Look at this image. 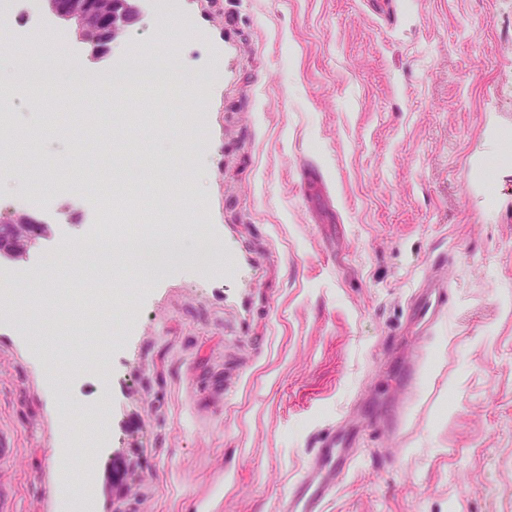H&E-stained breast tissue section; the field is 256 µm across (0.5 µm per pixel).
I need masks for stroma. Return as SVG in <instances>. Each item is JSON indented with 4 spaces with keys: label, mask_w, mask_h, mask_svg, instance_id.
<instances>
[{
    "label": "stroma",
    "mask_w": 512,
    "mask_h": 512,
    "mask_svg": "<svg viewBox=\"0 0 512 512\" xmlns=\"http://www.w3.org/2000/svg\"><path fill=\"white\" fill-rule=\"evenodd\" d=\"M149 0L128 35L171 55L163 103L144 93L87 108L116 118L78 144L39 109L6 106L36 154L79 153L97 179L142 197L168 190L181 255L155 274L120 256L111 383L68 375L65 348L99 339L70 321L36 357L0 329V463L10 512H60L61 420L71 440L102 404L96 512H276L318 431L336 427L355 461L325 512H512V0ZM203 97L185 96L201 73ZM188 117L131 122V111ZM314 162L333 197L302 191ZM446 260L447 310L409 333L431 260ZM422 376L400 431L410 358ZM65 371L53 396L44 370Z\"/></svg>",
    "instance_id": "stroma-1"
}]
</instances>
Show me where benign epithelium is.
Segmentation results:
<instances>
[{"label": "benign epithelium", "instance_id": "7a95c632", "mask_svg": "<svg viewBox=\"0 0 512 512\" xmlns=\"http://www.w3.org/2000/svg\"><path fill=\"white\" fill-rule=\"evenodd\" d=\"M58 18L65 24L76 21L78 26L92 24L97 28V40L85 46L86 59L98 62L111 54L112 44L143 19L139 0H85L83 12H70L67 0H59ZM46 225L27 220L25 224H0V259L38 246Z\"/></svg>", "mask_w": 512, "mask_h": 512}]
</instances>
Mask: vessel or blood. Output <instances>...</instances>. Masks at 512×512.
Returning <instances> with one entry per match:
<instances>
[{"label": "vessel or blood", "instance_id": "obj_1", "mask_svg": "<svg viewBox=\"0 0 512 512\" xmlns=\"http://www.w3.org/2000/svg\"><path fill=\"white\" fill-rule=\"evenodd\" d=\"M448 293L439 286L421 294L414 306L419 315L439 311L447 304ZM348 470L346 458L336 454V430L329 427L319 432L304 474L280 499L278 512H324L325 504L335 492Z\"/></svg>", "mask_w": 512, "mask_h": 512}]
</instances>
